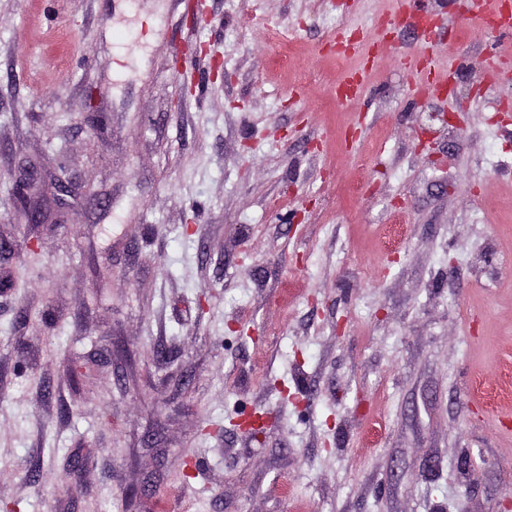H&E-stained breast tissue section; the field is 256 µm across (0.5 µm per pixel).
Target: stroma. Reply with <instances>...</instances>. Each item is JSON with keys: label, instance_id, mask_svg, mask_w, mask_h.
I'll return each mask as SVG.
<instances>
[{"label": "stroma", "instance_id": "obj_1", "mask_svg": "<svg viewBox=\"0 0 512 512\" xmlns=\"http://www.w3.org/2000/svg\"><path fill=\"white\" fill-rule=\"evenodd\" d=\"M466 11L0 0V512H512V39ZM37 168L35 164L29 165L17 178L16 196L19 203L21 199H24L29 202L30 205H38L35 198L40 184L38 180L41 178V171L40 168L38 170Z\"/></svg>", "mask_w": 512, "mask_h": 512}]
</instances>
